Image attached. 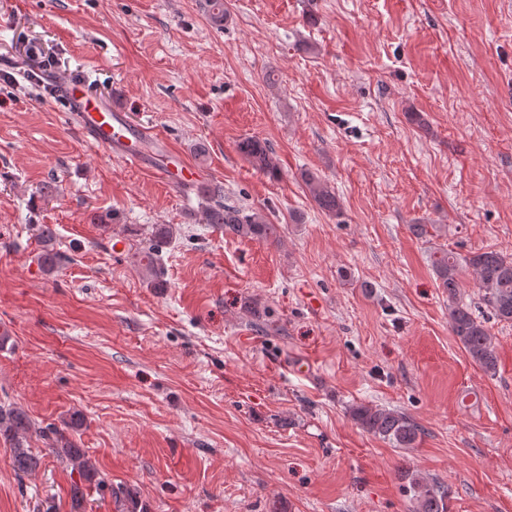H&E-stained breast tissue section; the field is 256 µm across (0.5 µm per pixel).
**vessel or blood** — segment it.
<instances>
[{
    "label": "vessel or blood",
    "instance_id": "obj_1",
    "mask_svg": "<svg viewBox=\"0 0 512 512\" xmlns=\"http://www.w3.org/2000/svg\"><path fill=\"white\" fill-rule=\"evenodd\" d=\"M58 96L67 113L76 117L86 137L108 147L121 159L158 175L167 185L198 184L205 176L187 162L172 164V149L137 125L128 113L112 109L85 83H61Z\"/></svg>",
    "mask_w": 512,
    "mask_h": 512
}]
</instances>
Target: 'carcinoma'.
Returning <instances> with one entry per match:
<instances>
[{
	"instance_id": "cac0c4a2",
	"label": "carcinoma",
	"mask_w": 512,
	"mask_h": 512,
	"mask_svg": "<svg viewBox=\"0 0 512 512\" xmlns=\"http://www.w3.org/2000/svg\"><path fill=\"white\" fill-rule=\"evenodd\" d=\"M238 150L264 175L270 178L278 176L273 149L266 141L248 137L238 143ZM305 180L318 207L329 214H339L336 193L312 174L306 175ZM206 199L209 204L202 211L204 223L215 224L251 240L266 241L277 236L278 225L269 223L261 212L224 202L223 184L212 183ZM431 265L439 286L448 290V298L452 300L449 325L453 336L473 362L487 371L495 369L497 352L494 337L472 308L457 299V294L462 271H472L485 308L498 320L512 323V256L494 250L462 256L439 248L431 255ZM351 415L363 430L399 448L413 447L420 434L419 426L402 412L357 406ZM83 425V417L74 413L59 425L49 423L37 427L22 408L0 404V438L10 445L12 466L17 475H29L40 467L42 455L29 445V439L37 435L50 441V454L68 462L78 472L79 480L70 488L69 512H86L89 500L95 495L101 499L107 496L113 499L119 512H147L137 494L112 487L100 475L87 451L80 447ZM409 483L414 491V512H447V490L429 485L413 473L409 474Z\"/></svg>"
}]
</instances>
